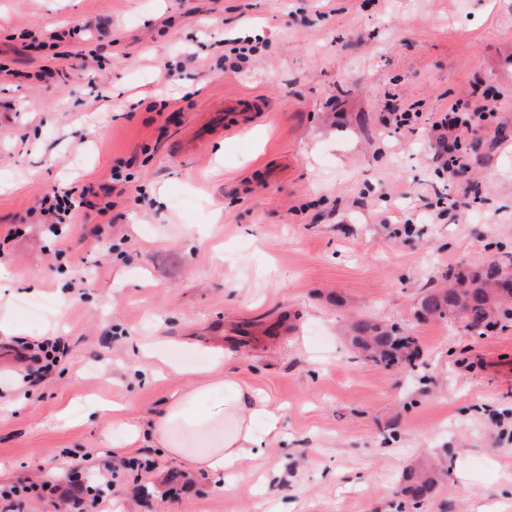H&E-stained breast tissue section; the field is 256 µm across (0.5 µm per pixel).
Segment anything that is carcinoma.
<instances>
[{"instance_id": "obj_1", "label": "carcinoma", "mask_w": 512, "mask_h": 512, "mask_svg": "<svg viewBox=\"0 0 512 512\" xmlns=\"http://www.w3.org/2000/svg\"><path fill=\"white\" fill-rule=\"evenodd\" d=\"M511 269L512 254L506 259L492 255L475 269L459 267L450 270L446 276L448 287L425 295L421 306L427 313L440 318H456L465 330L481 334L483 328L493 326L492 319L498 315L512 320V297L500 296L496 288ZM348 341L356 354L384 368L394 364L412 368L420 356L415 337L396 333L393 328L370 318L351 322ZM443 473L444 466L440 462L412 469L401 489L403 497L413 508H419L430 497Z\"/></svg>"}]
</instances>
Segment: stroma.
<instances>
[{
  "label": "stroma",
  "mask_w": 512,
  "mask_h": 512,
  "mask_svg": "<svg viewBox=\"0 0 512 512\" xmlns=\"http://www.w3.org/2000/svg\"><path fill=\"white\" fill-rule=\"evenodd\" d=\"M68 28L80 55L39 79ZM246 30L259 50L229 71ZM249 96L263 111L225 136ZM460 99L495 115L446 172L427 127ZM83 185L116 207L49 232L39 200ZM505 253L512 0H0V512H405L432 457L423 512H512V321L479 336L421 308ZM356 314L416 337V367L359 361ZM46 338L67 354L42 370L23 354ZM217 349L282 408L251 482L147 440L117 455ZM443 473L444 466L441 462H430L426 468L418 466L412 469L401 489L403 497L418 510L422 502L430 497L439 476Z\"/></svg>",
  "instance_id": "1"
}]
</instances>
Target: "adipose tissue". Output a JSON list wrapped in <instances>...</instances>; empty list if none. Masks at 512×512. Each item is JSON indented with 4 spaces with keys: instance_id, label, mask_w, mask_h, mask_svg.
I'll return each mask as SVG.
<instances>
[{
    "instance_id": "adipose-tissue-1",
    "label": "adipose tissue",
    "mask_w": 512,
    "mask_h": 512,
    "mask_svg": "<svg viewBox=\"0 0 512 512\" xmlns=\"http://www.w3.org/2000/svg\"><path fill=\"white\" fill-rule=\"evenodd\" d=\"M217 390L228 392V400L220 408L205 409V402ZM280 420L276 409L235 375L223 372L176 393L165 410L153 417L149 428H132L129 440L134 443L143 434H151L166 455L211 475L224 476L237 487L244 482L239 472L241 461L263 454L261 436L277 433ZM217 427L222 430L220 438L200 452L183 438L187 431L203 433Z\"/></svg>"
}]
</instances>
